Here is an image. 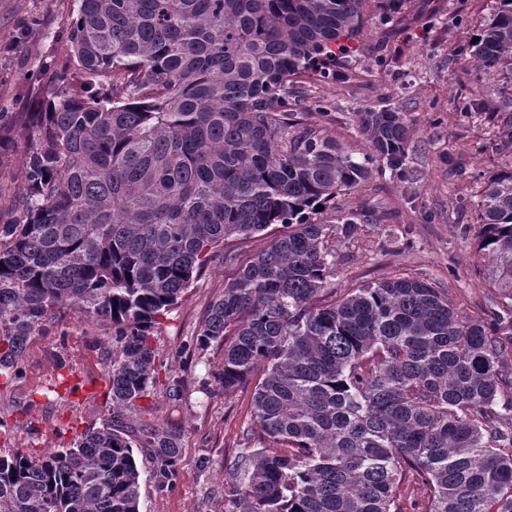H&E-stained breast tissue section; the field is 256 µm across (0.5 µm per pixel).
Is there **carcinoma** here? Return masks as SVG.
Segmentation results:
<instances>
[{
	"instance_id": "obj_1",
	"label": "carcinoma",
	"mask_w": 512,
	"mask_h": 512,
	"mask_svg": "<svg viewBox=\"0 0 512 512\" xmlns=\"http://www.w3.org/2000/svg\"><path fill=\"white\" fill-rule=\"evenodd\" d=\"M78 0L42 112L0 113V138L30 129L16 214L0 224V374L61 309L115 328L113 411L152 380L150 335L224 239L283 231L224 285L197 335L224 347L217 382L255 381L260 434L231 472L234 512H512V321L460 311L441 288L397 274L329 288L336 225L316 206L402 171L410 130L359 113L372 154L343 153L288 111V87L352 58L369 2ZM456 52L512 78V0ZM475 274L512 314V170L483 178ZM179 431L109 421L70 448L0 455V512H139L143 448L164 475ZM426 491L417 498L402 485Z\"/></svg>"
}]
</instances>
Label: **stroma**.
I'll return each instance as SVG.
<instances>
[{"mask_svg":"<svg viewBox=\"0 0 512 512\" xmlns=\"http://www.w3.org/2000/svg\"><path fill=\"white\" fill-rule=\"evenodd\" d=\"M494 0H407L398 16L370 17L363 53L337 65L335 78L297 83L289 104L307 124L329 129L345 152L363 159L369 148L357 115L401 112L413 130L402 171L385 161L356 191L325 205L317 220L342 225L354 215L355 237H337L331 285L337 291L399 273L446 289L460 310L491 315L496 305L475 276L473 204L481 176L512 168V147L500 128L512 124V83L487 91L454 52L461 24H476ZM77 0H0V112L44 105L62 56V33L77 16ZM325 102L324 113L312 108ZM36 143L26 133L0 141V224L12 220L8 202L22 158ZM235 267L210 263L194 288L160 317L151 336L154 382L122 417L175 427L182 449L172 476L137 452L139 512H232L229 469L251 423L253 389L224 392L215 381L221 348L196 343L210 303ZM112 327L72 309L36 333L19 376H0V454H42L70 447L112 417L108 365ZM180 395L171 398L172 383Z\"/></svg>","mask_w":512,"mask_h":512,"instance_id":"1","label":"stroma"}]
</instances>
